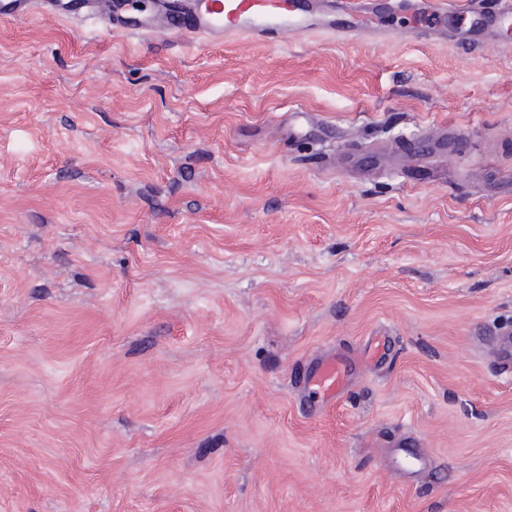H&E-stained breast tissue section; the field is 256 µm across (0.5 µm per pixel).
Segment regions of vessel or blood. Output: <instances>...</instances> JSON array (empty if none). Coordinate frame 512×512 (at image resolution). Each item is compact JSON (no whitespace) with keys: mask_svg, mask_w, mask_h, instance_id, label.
I'll use <instances>...</instances> for the list:
<instances>
[{"mask_svg":"<svg viewBox=\"0 0 512 512\" xmlns=\"http://www.w3.org/2000/svg\"><path fill=\"white\" fill-rule=\"evenodd\" d=\"M68 19L88 20L118 32L140 35L158 27L175 31L187 40L230 41L248 37L275 41L284 35L314 30L311 0H160V8L137 23L124 15L123 0L110 10L98 0H83L78 9L64 0H0V17L31 10ZM326 31L340 40L364 35L380 39L431 37L473 49L512 29V0H323ZM400 14L422 19L419 28L363 27V20ZM492 359L500 373L512 374V334L495 337ZM353 369L351 361L331 356L322 359L311 377L313 388L325 400L338 399Z\"/></svg>","mask_w":512,"mask_h":512,"instance_id":"obj_1","label":"vessel or blood"}]
</instances>
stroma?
<instances>
[{"label":"stroma","mask_w":512,"mask_h":512,"mask_svg":"<svg viewBox=\"0 0 512 512\" xmlns=\"http://www.w3.org/2000/svg\"><path fill=\"white\" fill-rule=\"evenodd\" d=\"M443 124L436 168L344 167ZM500 330L512 31L0 19V512H512ZM330 353L363 363L332 406Z\"/></svg>","instance_id":"35a3bbf8"}]
</instances>
